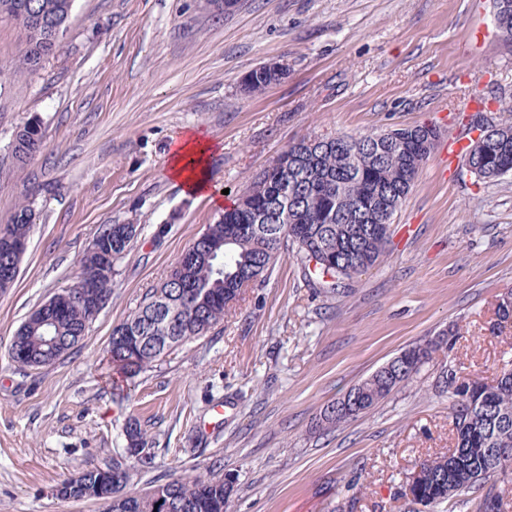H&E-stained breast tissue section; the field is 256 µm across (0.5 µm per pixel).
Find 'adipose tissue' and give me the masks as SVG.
Here are the masks:
<instances>
[{
    "instance_id": "adipose-tissue-1",
    "label": "adipose tissue",
    "mask_w": 512,
    "mask_h": 512,
    "mask_svg": "<svg viewBox=\"0 0 512 512\" xmlns=\"http://www.w3.org/2000/svg\"><path fill=\"white\" fill-rule=\"evenodd\" d=\"M213 150L211 141L194 132L178 141L169 161V171L171 178L179 181L187 194L202 198L209 196L212 186L208 164Z\"/></svg>"
}]
</instances>
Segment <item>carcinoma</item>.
Listing matches in <instances>:
<instances>
[{
  "label": "carcinoma",
  "mask_w": 512,
  "mask_h": 512,
  "mask_svg": "<svg viewBox=\"0 0 512 512\" xmlns=\"http://www.w3.org/2000/svg\"><path fill=\"white\" fill-rule=\"evenodd\" d=\"M74 0H0V21L21 30L25 49L18 68L35 71L54 55L66 28ZM496 27L512 43V0H498ZM37 17L41 24L28 26ZM280 81L277 72L261 65L244 78L242 90L254 96ZM439 139L434 125L396 128L377 135L301 138L277 155L279 167L265 168L224 216L207 226L194 242V258L177 264L160 287L149 290L127 319L114 327L108 344L112 366L133 379L152 364L204 335L224 320L243 290L267 278L277 259L271 251L296 247L305 276L312 274L322 288L338 293L354 275L374 266L388 249L385 225L408 195L423 162ZM43 131L35 121L20 127L12 154L25 164L41 147ZM465 165L485 181L512 175V125H494V133H477L465 150ZM33 206L18 205L12 222L0 228V271L18 267L21 256L6 242L26 243L33 227ZM135 235L117 239L108 228L99 248L82 257L81 275L93 287L78 300L71 284L33 311L12 338L9 355L20 368L50 366L84 337L99 302H107L117 263L126 256ZM448 337L429 340L402 351L392 365L396 381L372 375L358 391L361 408L370 409L401 384L413 379L433 353L451 344ZM448 392L454 397V446L448 454L425 459L408 505L448 502L465 489L484 490L477 512H504L496 482H512V360L493 384L458 376L448 363ZM343 399L328 405L321 416L325 428L353 419ZM129 453L142 455L146 432L135 421L125 427ZM130 480L127 464L112 460L105 468H90L64 477L58 494L66 499H96L106 512H224L234 486L224 478L176 477L142 494L124 491Z\"/></svg>",
  "instance_id": "cac0c4a2"
}]
</instances>
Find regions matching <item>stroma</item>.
<instances>
[{"mask_svg":"<svg viewBox=\"0 0 512 512\" xmlns=\"http://www.w3.org/2000/svg\"><path fill=\"white\" fill-rule=\"evenodd\" d=\"M494 0H74L60 50L17 69L20 31L0 22V227L31 198L37 213L13 288L0 292V512H105L64 499V476L126 462L128 492L179 476L230 475L225 512H408L407 476L453 445L448 363L494 383L512 327L492 329L512 289V176L484 182L436 146L391 219L389 253L339 294L313 287L292 257L248 289L235 313L127 380L113 328L224 207L289 143L436 125L470 139L469 98L512 123V44ZM288 75L256 96L252 69ZM38 119L39 153L17 167V128ZM213 142L223 204L184 193L170 155L187 131ZM106 224L138 234L112 295L78 347L19 369L11 340L80 273ZM451 347L375 407L319 428L321 411L405 348L451 324ZM138 420L151 456H129ZM269 65L274 67L282 79L288 74V67L285 63L271 62ZM276 71L268 69L265 64L253 69L242 82L243 92L250 96L262 93L269 85L281 80Z\"/></svg>","mask_w":512,"mask_h":512,"instance_id":"obj_1","label":"stroma"}]
</instances>
